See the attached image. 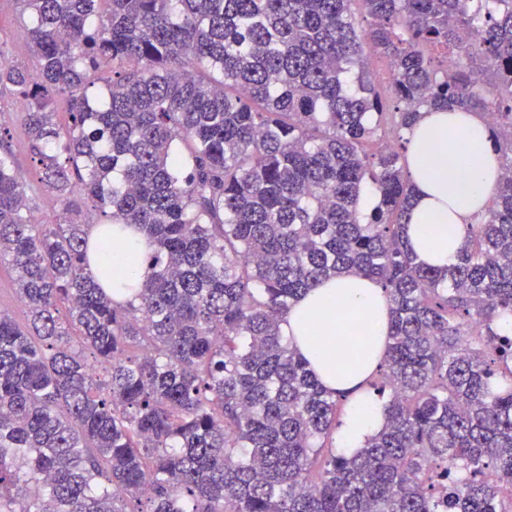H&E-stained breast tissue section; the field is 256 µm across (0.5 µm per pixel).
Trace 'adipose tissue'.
Masks as SVG:
<instances>
[{
	"label": "adipose tissue",
	"instance_id": "adipose-tissue-1",
	"mask_svg": "<svg viewBox=\"0 0 512 512\" xmlns=\"http://www.w3.org/2000/svg\"><path fill=\"white\" fill-rule=\"evenodd\" d=\"M407 175L414 189L408 243L421 262L443 268L464 245L501 177L486 123L475 114L423 111L405 132ZM390 305L363 276L320 282L288 313L283 332L330 390H351L378 366L389 336ZM384 421L381 403L358 399L341 427V447L355 452Z\"/></svg>",
	"mask_w": 512,
	"mask_h": 512
}]
</instances>
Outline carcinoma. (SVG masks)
I'll list each match as a JSON object with an SVG mask.
<instances>
[{
	"instance_id": "cac0c4a2",
	"label": "carcinoma",
	"mask_w": 512,
	"mask_h": 512,
	"mask_svg": "<svg viewBox=\"0 0 512 512\" xmlns=\"http://www.w3.org/2000/svg\"><path fill=\"white\" fill-rule=\"evenodd\" d=\"M20 2L39 66L1 60L0 89L41 189L110 223L93 245L35 223L0 128V265L28 308L0 310V512H512V0ZM424 108L494 115L501 165L443 269L405 235ZM130 229L152 250L115 283ZM344 274L392 313L364 381L387 420L350 455L330 441L348 393L282 331Z\"/></svg>"
}]
</instances>
